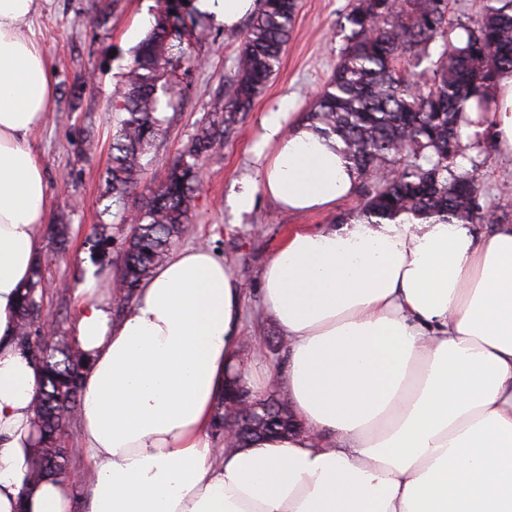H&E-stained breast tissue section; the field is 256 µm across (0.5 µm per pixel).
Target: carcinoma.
<instances>
[{
    "label": "carcinoma",
    "instance_id": "carcinoma-1",
    "mask_svg": "<svg viewBox=\"0 0 512 512\" xmlns=\"http://www.w3.org/2000/svg\"><path fill=\"white\" fill-rule=\"evenodd\" d=\"M298 7L299 0H261L244 32L229 88L224 98L211 104L217 119L197 128L165 179L126 216L135 231L115 281L117 310L133 301L140 282L191 223L201 184L200 161L222 145L265 90L279 66ZM156 17L112 101L117 116L112 162L104 173V199L109 201L105 214L134 193L143 175L142 158L162 133L158 88H170L172 71L197 61L193 32L183 34L185 20L197 26L194 15L184 9V0H157ZM345 20L350 26L347 43L306 120L343 143L362 178H373L399 162L400 146L410 161L392 179L378 183L357 210L336 216V222L354 217L364 224H379L402 213L443 224L490 221L478 203L477 176L457 172L456 158L467 103L474 102L477 112L489 111L498 78L512 73V0H486L482 14L467 23L450 17L448 0H351ZM439 39L444 52L436 68L423 70L417 81L397 71L400 60L419 65L430 58L431 45ZM111 245L104 227L94 234L92 254L103 258ZM43 284L38 262L21 292L16 329L20 345L43 372L34 408V482L69 471L72 449L64 434L80 406L81 377L87 366L85 355L65 337L55 336L47 344L40 334L46 319Z\"/></svg>",
    "mask_w": 512,
    "mask_h": 512
}]
</instances>
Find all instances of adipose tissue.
I'll return each mask as SVG.
<instances>
[{
    "mask_svg": "<svg viewBox=\"0 0 512 512\" xmlns=\"http://www.w3.org/2000/svg\"><path fill=\"white\" fill-rule=\"evenodd\" d=\"M39 0H0V512H512V225L403 214L293 226L261 273V304L288 338L275 383L303 434L217 452L212 423L241 367L243 290L203 246L177 248L113 318L94 280L72 336L89 359L77 451L88 464L29 486L41 371L16 336L20 289L43 249L48 202L30 136L56 95L27 24ZM482 120L512 157V74ZM257 195L330 212L359 176L337 138L283 109L261 120Z\"/></svg>",
    "mask_w": 512,
    "mask_h": 512,
    "instance_id": "obj_1",
    "label": "adipose tissue"
}]
</instances>
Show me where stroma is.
Here are the masks:
<instances>
[{
    "mask_svg": "<svg viewBox=\"0 0 512 512\" xmlns=\"http://www.w3.org/2000/svg\"><path fill=\"white\" fill-rule=\"evenodd\" d=\"M350 0H299L293 35L275 75L252 110L236 124L224 143L202 160L203 181L187 232L179 246L205 243L230 262L244 289L242 333L260 337L264 355L257 367L267 386L261 397L278 394L271 379L277 374L287 340L283 330L260 304V274L294 224L331 223L325 213L290 214L257 197L253 211L236 216L224 204L231 187L254 178L252 146L262 133L261 119L272 108L285 107L300 121L316 94L326 86L344 48L348 29L344 16ZM156 0H40L30 30L44 48L55 74L54 108L31 144L47 175L46 224L66 223L70 238L65 250L46 243L41 255L50 290L44 299L48 320L58 333L71 332L76 290L93 278L101 294L113 295L115 272L121 267L122 244L130 233L121 209L101 215L102 174L112 156L114 114L109 107L114 90L132 60L131 29L148 32ZM199 64L179 71L181 95L162 108L163 132L144 156L145 171L130 197L141 204L150 188L161 183L202 123L211 120L210 105L223 97L233 76L241 30H224L202 18L196 31ZM84 84L80 97L70 88ZM93 144H86V137ZM462 170H476L481 186L479 203L495 222L512 224V159L504 157L494 140L468 136L457 159ZM106 224L112 251L104 263H93L88 244L97 224Z\"/></svg>",
    "mask_w": 512,
    "mask_h": 512,
    "instance_id": "1",
    "label": "stroma"
}]
</instances>
